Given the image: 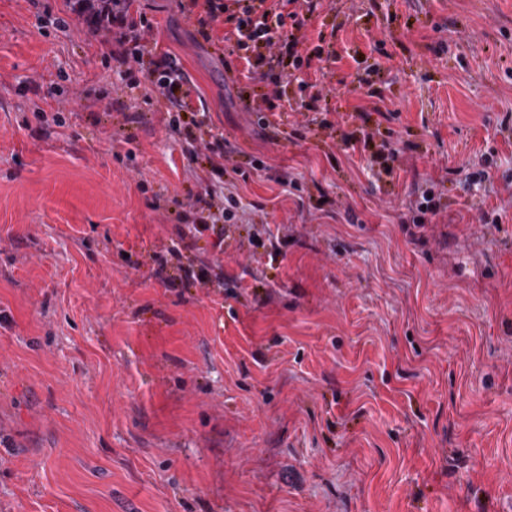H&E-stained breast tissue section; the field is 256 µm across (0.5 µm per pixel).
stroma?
Wrapping results in <instances>:
<instances>
[{"label":"stroma","instance_id":"35a3bbf8","mask_svg":"<svg viewBox=\"0 0 512 512\" xmlns=\"http://www.w3.org/2000/svg\"><path fill=\"white\" fill-rule=\"evenodd\" d=\"M141 8L236 220L195 231L200 166L79 21L0 0V512H512V0H323L261 113L233 35Z\"/></svg>","mask_w":512,"mask_h":512}]
</instances>
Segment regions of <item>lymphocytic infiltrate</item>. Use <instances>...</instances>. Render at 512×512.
<instances>
[{"instance_id": "f902f5d3", "label": "lymphocytic infiltrate", "mask_w": 512, "mask_h": 512, "mask_svg": "<svg viewBox=\"0 0 512 512\" xmlns=\"http://www.w3.org/2000/svg\"><path fill=\"white\" fill-rule=\"evenodd\" d=\"M292 10L277 17L275 23L257 17L254 0H179L180 8L193 20L195 31L203 41H211L217 24H233L236 47L255 56L267 76L279 80L288 67L302 64V43L296 32L320 0H285ZM136 0H66L68 11L83 24L87 34L101 47L105 63L114 73H141L144 84L154 86L172 118L170 124L183 136L190 162L205 160L208 176L199 180L192 197V210L234 219L239 206L234 195L224 192V161L231 152L223 137L203 136L198 112L204 106L190 97L191 81L170 55H153L148 37L153 25L147 18H134Z\"/></svg>"}]
</instances>
